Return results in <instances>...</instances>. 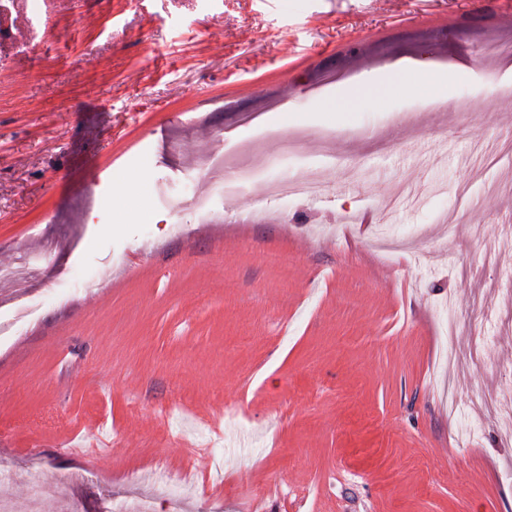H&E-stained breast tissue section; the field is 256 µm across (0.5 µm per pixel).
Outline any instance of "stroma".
<instances>
[{"label": "stroma", "instance_id": "stroma-1", "mask_svg": "<svg viewBox=\"0 0 512 512\" xmlns=\"http://www.w3.org/2000/svg\"><path fill=\"white\" fill-rule=\"evenodd\" d=\"M490 41L512 0H0V267L41 265L0 281V321L41 306L0 336V496L170 512L164 466L195 480L179 512H512V438L471 404L512 370ZM422 52L444 108L419 82L322 108ZM208 158L257 175L197 224ZM297 178L318 196H268ZM451 317L484 358L449 363Z\"/></svg>", "mask_w": 512, "mask_h": 512}]
</instances>
